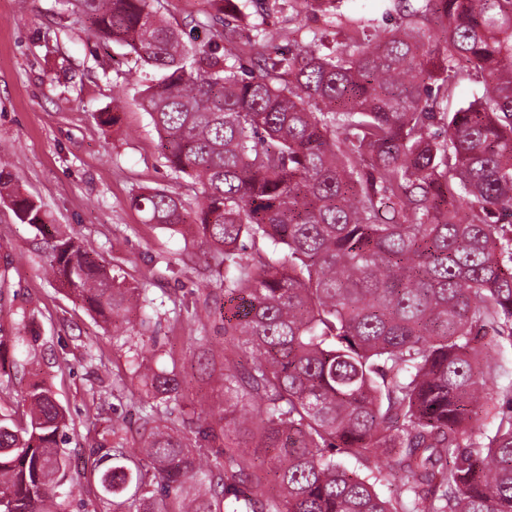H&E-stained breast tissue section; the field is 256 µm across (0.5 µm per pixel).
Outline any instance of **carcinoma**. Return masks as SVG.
<instances>
[{
    "mask_svg": "<svg viewBox=\"0 0 512 512\" xmlns=\"http://www.w3.org/2000/svg\"><path fill=\"white\" fill-rule=\"evenodd\" d=\"M152 2L65 0L159 72L140 106L201 200L151 188L132 203L223 255L224 353L209 354L224 356V426L200 424L210 454L193 451L167 425L176 375L135 363L155 405L135 447L105 453L103 495L127 512H512V384L498 385L494 355L512 343V0H391L400 20L376 32L342 0H281L326 28L273 55L253 24L247 73L218 41L186 43ZM212 2L228 43L266 11ZM472 79L479 92L448 111ZM0 202L76 300L105 322L130 312L137 288L50 229L1 160ZM495 395L511 407L475 438ZM24 401L26 421L0 418V512H58L68 417L42 384ZM381 456L403 474L394 496L377 489Z\"/></svg>",
    "mask_w": 512,
    "mask_h": 512,
    "instance_id": "cac0c4a2",
    "label": "carcinoma"
}]
</instances>
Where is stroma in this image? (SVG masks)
Segmentation results:
<instances>
[{"label": "stroma", "instance_id": "1", "mask_svg": "<svg viewBox=\"0 0 512 512\" xmlns=\"http://www.w3.org/2000/svg\"><path fill=\"white\" fill-rule=\"evenodd\" d=\"M185 41H208L209 0H157ZM322 18L274 10L272 45L288 48ZM153 72L127 47L87 36L60 0H0V156L21 191L42 203L57 230L76 236L104 265L139 283L149 307L104 325L44 269L36 232L0 203V417L19 418L40 381L66 410L71 482L58 490L66 512H113L97 483L101 449L135 437L143 392L131 361L176 372L183 396L169 425L186 442L199 420L224 411L223 365L207 371L205 344L224 340V281L198 243L148 224L130 204L145 187L176 192L194 206L198 185L165 165L139 97ZM112 108L116 124H100Z\"/></svg>", "mask_w": 512, "mask_h": 512}]
</instances>
